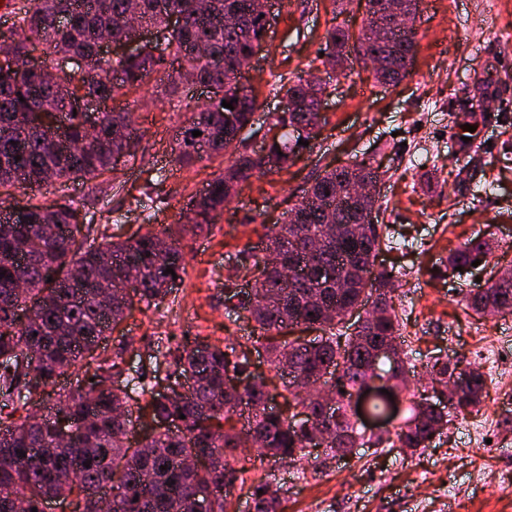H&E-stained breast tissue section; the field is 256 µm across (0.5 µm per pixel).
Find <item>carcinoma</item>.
<instances>
[{
  "instance_id": "obj_1",
  "label": "carcinoma",
  "mask_w": 512,
  "mask_h": 512,
  "mask_svg": "<svg viewBox=\"0 0 512 512\" xmlns=\"http://www.w3.org/2000/svg\"><path fill=\"white\" fill-rule=\"evenodd\" d=\"M139 0L142 19L157 34V43L136 56L101 59L82 73H65L50 84L39 73L19 74L0 64V198H15L26 187L18 177L52 180L98 177L116 170L118 159L135 156L138 135L114 137L127 113L108 108L117 88L139 89L158 72L179 86L187 74L213 86L219 97L182 128L172 148L181 166L229 155L224 175L192 200L194 223L168 224L132 239L109 238L84 247L93 225L87 203L41 204L24 201L22 224H0V512H44L51 500L67 503L69 512H226L239 470L231 465L239 450V432L263 440L260 454L277 461L316 467L320 457H346L357 448H378L386 440L368 435L349 413V399L380 389L395 366L412 371L403 351L388 368L372 365L375 350L397 341L402 324L390 304L391 277L374 273L375 258L387 239L379 225L351 196L358 178L379 179V168L364 161L324 169L274 225L262 255L241 250L236 277H251L253 295L224 289V305L254 321L253 346L264 349L273 365L269 378L253 374L249 355L227 344L205 340L167 342L153 355V375L144 380L125 375L123 354H108L107 333L117 328L138 304L159 306L185 272L183 234L216 222L231 192L258 174L259 160L237 149L241 133L258 108L257 96L236 85L239 57L263 49L265 19L252 0ZM388 0H366L367 24L358 33L332 27L325 36V60L353 53L376 57L377 82L395 85L409 75L417 51L414 31L376 26L386 18ZM129 0H17L11 14L22 36L0 44L5 58L20 56L29 44L41 45L45 58L98 54L99 40L126 37L123 21ZM172 14L186 24H170ZM69 16L60 32L54 21ZM233 15L236 23L225 17ZM295 111L277 118L292 128L322 125L321 90L305 87L299 77L288 81ZM24 101H19V98ZM90 98L102 106L96 135L89 136L84 113L75 101ZM232 103L233 109L222 107ZM475 110L463 109L456 123L458 148L467 152L480 131ZM198 130L202 135L195 137ZM469 137L466 143L463 138ZM299 139L285 131L272 140L280 171L288 166ZM21 159H15V156ZM491 251V244L471 238L448 256V267L466 269ZM137 266L140 281L128 288L124 265ZM173 273L164 274L166 268ZM330 269L327 277L322 270ZM52 281H47V278ZM382 308L372 324H345L336 311L358 308L366 300ZM475 310L512 314V279L467 296ZM319 335L305 340L296 331ZM92 373L71 390L58 380L75 368ZM459 365L435 359L426 366L432 384L448 386ZM164 376H159V372ZM332 385L336 411L327 415L315 403L316 390L303 392L295 380ZM279 382L284 408L268 410L270 384ZM487 380L476 371L438 407L429 398L411 401L410 414L397 427L399 447L415 453L452 419L483 402ZM245 419L242 428L224 423ZM320 452L308 451L313 437ZM25 456H20V452ZM253 512H279L280 499L265 483L248 489Z\"/></svg>"
}]
</instances>
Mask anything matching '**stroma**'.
Returning <instances> with one entry per match:
<instances>
[{"mask_svg": "<svg viewBox=\"0 0 512 512\" xmlns=\"http://www.w3.org/2000/svg\"><path fill=\"white\" fill-rule=\"evenodd\" d=\"M366 21L365 0H345L339 10L331 0H277L250 75L261 106L240 148L259 151L278 134L285 86L300 76L326 83V124L294 165L251 178L210 230L184 236L182 281L160 307L135 310L109 336L108 350L123 352L133 372L151 370L153 345L170 336L250 348L251 321L224 306V282L235 275L240 250L282 222L318 169L371 163L380 172L376 219L389 240L375 267L394 275L392 304L417 386L425 388L432 358L464 367L478 360L487 379L482 407L453 419L412 455L363 447L317 472L248 455L237 464L239 476L277 490L282 512H512V315L480 314L463 301L491 270L512 268V68L501 66L512 60V0H422L413 22L416 59L395 86L377 83L361 64L345 74L323 63L329 28L356 32ZM207 100L196 86L168 94L160 80L119 91L116 109L131 112L141 133L134 158L101 181L45 185L35 200L87 203L93 247L106 234L125 239L174 222L224 170L220 157L188 167L173 160L175 130ZM468 102L481 106L480 135L462 154L455 122ZM475 236L490 240L491 253L449 276V252Z\"/></svg>", "mask_w": 512, "mask_h": 512, "instance_id": "obj_1", "label": "stroma"}]
</instances>
